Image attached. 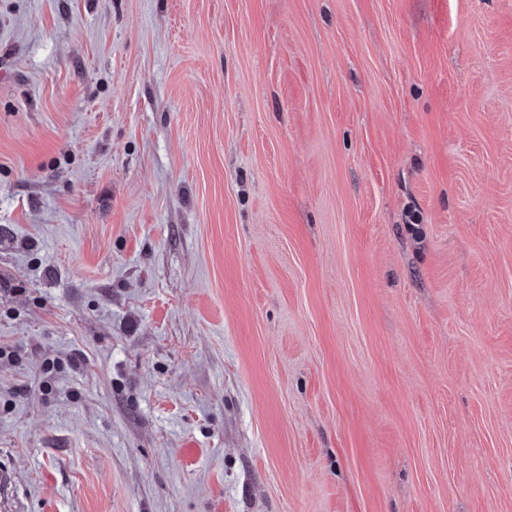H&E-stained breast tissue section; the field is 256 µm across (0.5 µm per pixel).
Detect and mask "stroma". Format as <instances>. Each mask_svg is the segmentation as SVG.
<instances>
[{"label": "stroma", "mask_w": 512, "mask_h": 512, "mask_svg": "<svg viewBox=\"0 0 512 512\" xmlns=\"http://www.w3.org/2000/svg\"><path fill=\"white\" fill-rule=\"evenodd\" d=\"M0 347V512H512V0H0Z\"/></svg>", "instance_id": "obj_1"}]
</instances>
